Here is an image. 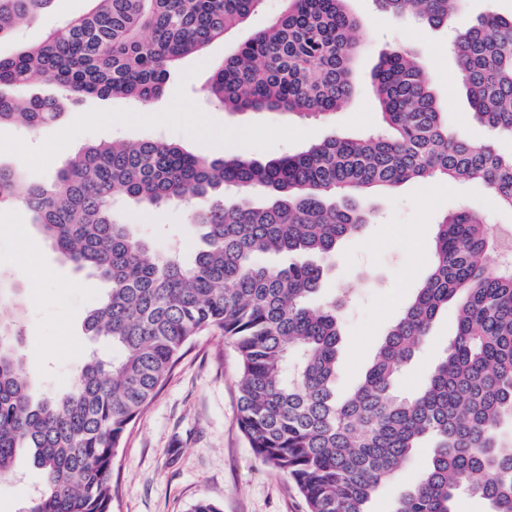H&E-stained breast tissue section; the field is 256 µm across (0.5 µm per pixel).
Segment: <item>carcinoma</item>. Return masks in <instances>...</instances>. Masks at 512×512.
I'll use <instances>...</instances> for the list:
<instances>
[{
  "label": "carcinoma",
  "mask_w": 512,
  "mask_h": 512,
  "mask_svg": "<svg viewBox=\"0 0 512 512\" xmlns=\"http://www.w3.org/2000/svg\"><path fill=\"white\" fill-rule=\"evenodd\" d=\"M52 0H0V41ZM40 44L0 57V126L36 129L62 103L159 97L186 56L247 23L262 0H90ZM263 30L214 70L207 96L226 112L326 116L354 94L358 20L348 0H285ZM394 17L451 27L476 119L512 137V16L461 20V0H375ZM51 81L61 96H29ZM372 84L383 129L331 136L259 161L188 152L163 139L83 147L47 183L0 165V206L21 204L60 257L106 286L83 320L121 351L95 353L62 393L34 396L19 353L20 317L0 320V479L24 448L43 476L26 512H112V469L132 422L182 349L216 331L236 352L238 425L256 456L303 495L308 512H369L379 488L428 441L432 457L393 512H453L460 492L512 512V251L483 215L438 221L429 273L347 397L334 381L339 303L315 299L324 261L372 220L367 201L411 180L484 185L512 211V151L453 132L409 51L380 55ZM254 195L266 202L256 205ZM202 247L191 261L157 254L115 204L190 200ZM286 254L288 264L260 262ZM457 309L454 335L424 385L397 389L403 368Z\"/></svg>",
  "instance_id": "1"
}]
</instances>
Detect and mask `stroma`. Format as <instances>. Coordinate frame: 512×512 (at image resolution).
<instances>
[{"label": "stroma", "mask_w": 512, "mask_h": 512, "mask_svg": "<svg viewBox=\"0 0 512 512\" xmlns=\"http://www.w3.org/2000/svg\"><path fill=\"white\" fill-rule=\"evenodd\" d=\"M283 6V0H263L246 25L212 42L202 55L182 59L171 72L164 94L149 104L150 118H137L135 106L125 98L89 97L64 105L61 119L53 125L36 130L0 127V163L21 168L28 179L49 181L82 147L148 137L215 157L242 151L257 158L294 154L335 134L353 136L379 128L371 73L382 50L400 46L411 48L422 61L449 124L472 141L489 138V130L475 119L467 102L448 29L391 17L377 10L373 0H349L351 12L360 21L356 32L361 46L359 86L342 110L327 118L224 111L205 93L213 67L265 28ZM89 8V0H54L10 40L0 42V56L20 45L41 43L51 31ZM374 207L375 221L340 244L318 294L322 301L345 291L351 294L340 310L337 387L342 391L356 384L388 327L426 277L439 216L469 209L488 216L492 235L512 228V211L500 208L491 192L477 183L410 181L375 197ZM120 216L156 252L176 242L188 260L199 246L186 206L145 207L129 202ZM36 265L42 268V276L33 275ZM0 274L26 307L20 353L41 392L69 388L89 351L118 357V350L105 339L85 335L82 329L86 314L104 294L103 283L63 264L18 206L0 207ZM455 325L456 309L451 306L439 315L430 340L406 368L401 391L413 392L422 386ZM237 382L236 356L218 335L197 337L184 348L116 454L112 512H191L203 498L220 512H306L298 490L256 457L240 430ZM430 456V448L416 449L409 468L378 490L370 512H390L399 491ZM41 483V472L28 455H20L13 478L0 482V512H25Z\"/></svg>", "instance_id": "35a3bbf8"}]
</instances>
